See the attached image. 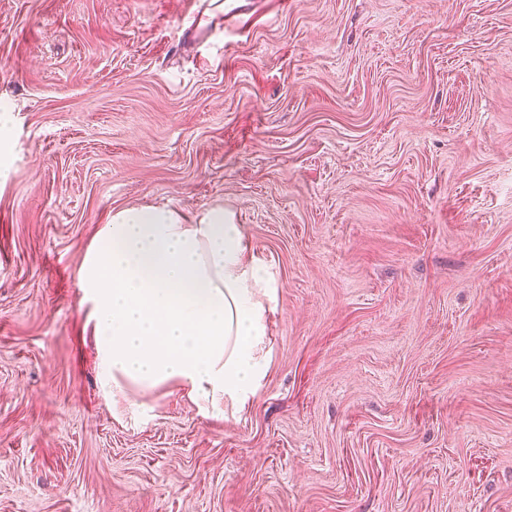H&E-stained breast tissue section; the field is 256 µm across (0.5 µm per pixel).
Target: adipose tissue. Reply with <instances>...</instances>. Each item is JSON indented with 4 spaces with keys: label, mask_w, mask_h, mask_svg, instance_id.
Listing matches in <instances>:
<instances>
[{
    "label": "adipose tissue",
    "mask_w": 512,
    "mask_h": 512,
    "mask_svg": "<svg viewBox=\"0 0 512 512\" xmlns=\"http://www.w3.org/2000/svg\"><path fill=\"white\" fill-rule=\"evenodd\" d=\"M79 280L113 388L174 381L215 405L251 404L270 366L277 289L233 213L193 221L169 207L122 209Z\"/></svg>",
    "instance_id": "obj_1"
}]
</instances>
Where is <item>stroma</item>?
<instances>
[{
	"instance_id": "35a3bbf8",
	"label": "stroma",
	"mask_w": 512,
	"mask_h": 512,
	"mask_svg": "<svg viewBox=\"0 0 512 512\" xmlns=\"http://www.w3.org/2000/svg\"><path fill=\"white\" fill-rule=\"evenodd\" d=\"M0 0V512H512V0ZM233 211L276 271L232 413L102 387L115 211ZM253 3L251 0H233L225 3L221 0L206 1L208 13L205 11H197L191 14L189 19H193L192 23L184 30V36L188 42L207 35L212 28V24L216 18L224 16L225 19H232L241 24H246L251 16L249 15V6ZM203 22V24H201Z\"/></svg>"
}]
</instances>
